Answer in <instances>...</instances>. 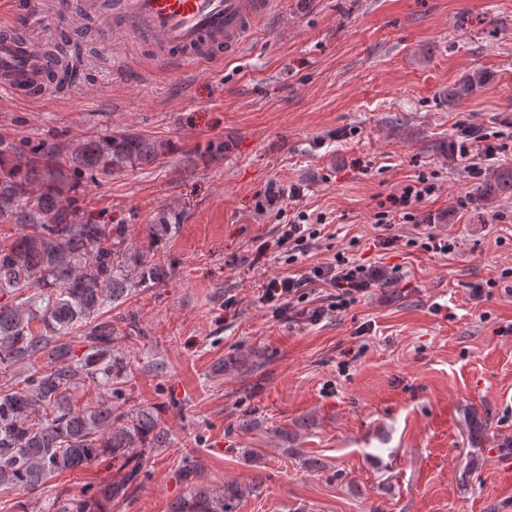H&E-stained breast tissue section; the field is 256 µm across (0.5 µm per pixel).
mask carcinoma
Returning a JSON list of instances; mask_svg holds the SVG:
<instances>
[{"mask_svg": "<svg viewBox=\"0 0 512 512\" xmlns=\"http://www.w3.org/2000/svg\"><path fill=\"white\" fill-rule=\"evenodd\" d=\"M474 69L448 88L459 102L483 87ZM165 142L131 133L97 134L76 143L42 141L30 152L0 142V223L16 236L0 246V489L38 495L56 476L100 458L121 459L127 472L108 488L69 496L62 488L51 512H106L105 501L125 499L142 485L146 455L169 443L151 406H129L131 352L113 337H145L135 313L101 318L140 288H154L172 269L160 245L179 228L160 214L147 241L132 244L124 224H95L75 197L79 182L107 179L151 164ZM512 194V167L496 170L476 187L482 200ZM86 385L94 393L75 400ZM487 423L473 413L472 447ZM261 487L192 484L170 512H236Z\"/></svg>", "mask_w": 512, "mask_h": 512, "instance_id": "obj_1", "label": "carcinoma"}]
</instances>
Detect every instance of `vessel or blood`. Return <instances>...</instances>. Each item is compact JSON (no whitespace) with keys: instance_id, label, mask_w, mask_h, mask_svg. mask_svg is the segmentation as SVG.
<instances>
[{"instance_id":"b4317fda","label":"vessel or blood","mask_w":512,"mask_h":512,"mask_svg":"<svg viewBox=\"0 0 512 512\" xmlns=\"http://www.w3.org/2000/svg\"><path fill=\"white\" fill-rule=\"evenodd\" d=\"M271 0H86L102 34L145 37L162 48L158 63L202 68L220 50L241 49L268 15ZM61 67L41 45L0 30V89L17 93L46 83Z\"/></svg>"}]
</instances>
